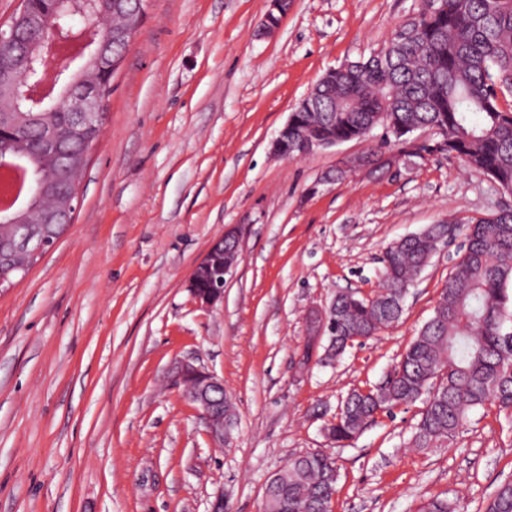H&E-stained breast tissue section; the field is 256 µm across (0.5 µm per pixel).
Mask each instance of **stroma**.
Listing matches in <instances>:
<instances>
[{"instance_id": "35a3bbf8", "label": "stroma", "mask_w": 512, "mask_h": 512, "mask_svg": "<svg viewBox=\"0 0 512 512\" xmlns=\"http://www.w3.org/2000/svg\"><path fill=\"white\" fill-rule=\"evenodd\" d=\"M421 0H294L263 34L270 0H149L106 99L81 203L55 247L0 289V512H263L268 478L320 449L340 468L333 512H463L512 482V420L474 410L452 443L408 445L420 404L331 444L318 405L378 383L432 316L454 247L410 287L393 327L304 369L312 313L379 287L378 257L447 218L512 195L448 155L327 174L395 153L384 131L293 160L272 152L290 112L330 69L380 50ZM241 229L224 295L189 289L225 227ZM223 378L234 443L213 447L176 382L179 360Z\"/></svg>"}]
</instances>
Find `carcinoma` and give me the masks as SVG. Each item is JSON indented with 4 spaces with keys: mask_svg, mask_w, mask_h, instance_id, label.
Masks as SVG:
<instances>
[{
    "mask_svg": "<svg viewBox=\"0 0 512 512\" xmlns=\"http://www.w3.org/2000/svg\"><path fill=\"white\" fill-rule=\"evenodd\" d=\"M136 0H35L36 37L55 25L61 33L80 32L83 10L98 22V49L123 55L112 40L113 26ZM383 51L349 62L333 84L318 83L315 107L294 114L283 134L288 155H303L305 141L361 140L377 127L399 146L402 163L414 164L433 153L453 155L468 169L483 173L512 194V0H436L405 26ZM41 60L14 63L9 73L19 92L37 80ZM84 75L112 92V79L96 64L82 63ZM69 121V103L56 98L45 107L15 108L3 98L0 123L9 129L8 152L29 158L35 171L27 192L34 209L31 224L43 223L52 199L77 183L81 170H63L53 155L41 156L37 142L49 127ZM417 126L440 130L433 142L411 138ZM100 135L93 129L81 140L61 142L64 155H86ZM464 236L452 259L448 281L433 315L377 384L355 388L325 423L326 436L346 447L379 415L422 401L410 440L412 448H434L452 440L471 411L494 406L512 418V210L489 217L442 220L389 244L378 262L381 288L370 296L338 292L325 313L326 345L308 338L300 365L333 361L347 349L398 323L409 287L440 248ZM324 353H319V349ZM339 468L333 457L310 451L279 471L265 502L266 512H332ZM420 512H457L448 497H431ZM484 512H512V483L499 485Z\"/></svg>",
    "mask_w": 512,
    "mask_h": 512,
    "instance_id": "1",
    "label": "carcinoma"
}]
</instances>
